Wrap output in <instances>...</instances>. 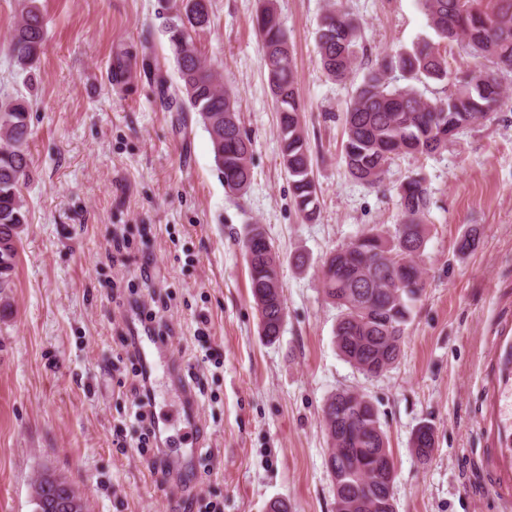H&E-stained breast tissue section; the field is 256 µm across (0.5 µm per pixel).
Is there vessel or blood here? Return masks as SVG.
Returning a JSON list of instances; mask_svg holds the SVG:
<instances>
[{
  "mask_svg": "<svg viewBox=\"0 0 512 512\" xmlns=\"http://www.w3.org/2000/svg\"><path fill=\"white\" fill-rule=\"evenodd\" d=\"M481 378V430L489 446L486 471L492 489L512 507V323L498 325Z\"/></svg>",
  "mask_w": 512,
  "mask_h": 512,
  "instance_id": "1",
  "label": "vessel or blood"
}]
</instances>
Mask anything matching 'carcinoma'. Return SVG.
<instances>
[{
  "mask_svg": "<svg viewBox=\"0 0 512 512\" xmlns=\"http://www.w3.org/2000/svg\"><path fill=\"white\" fill-rule=\"evenodd\" d=\"M28 0L13 28L10 55L22 72H32L45 42L41 10ZM438 41L424 39L370 68L356 87L344 112L343 160L349 175L369 186L383 181L387 167L400 155H429L448 147L464 129L486 120L506 94L505 77L512 74V0H495L482 11L478 0H418ZM167 27L180 84L167 98L168 107L193 112L209 134L213 159L224 189L238 194L251 182L253 142L242 129L240 105L223 88L215 72L202 61L191 32L210 25L207 0H173ZM263 63L279 112L281 164L290 178L294 204L306 221L318 209V191L312 175V157L301 124L288 37L273 0H263L256 15ZM359 24L348 12L334 8L321 18L317 49L327 75L342 81L357 65ZM440 42H458L474 57L493 64L489 71L451 78ZM398 70L408 84L391 85L389 73ZM448 81L444 99H426L416 84ZM29 105L23 99L0 104V296L11 287L17 241L27 210L21 185L29 175ZM403 220L393 232L371 231L332 252L323 263L321 288L340 314L335 343L344 359L360 373L375 377L393 365L400 354L405 326L424 291L420 257L427 242L423 218L429 207L424 181L409 178L400 187ZM251 252L250 290L259 313L261 335L275 342L284 323L280 257L261 224H250L243 241ZM329 445L340 447L328 455L326 467L335 495L376 505L372 512H390L393 498L384 481H367L371 466L390 453L377 411L363 393L342 388L323 407ZM32 497L44 503L42 512H86V500L69 480L55 482L40 473Z\"/></svg>",
  "mask_w": 512,
  "mask_h": 512,
  "instance_id": "obj_1",
  "label": "carcinoma"
}]
</instances>
